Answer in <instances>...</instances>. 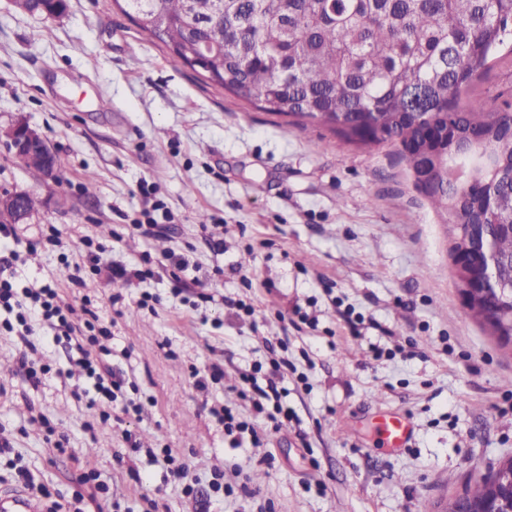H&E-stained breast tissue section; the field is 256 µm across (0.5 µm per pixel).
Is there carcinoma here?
I'll list each match as a JSON object with an SVG mask.
<instances>
[{
	"mask_svg": "<svg viewBox=\"0 0 512 512\" xmlns=\"http://www.w3.org/2000/svg\"><path fill=\"white\" fill-rule=\"evenodd\" d=\"M120 1L175 64L213 43L203 76L238 98L365 149L398 146L415 176L429 164L433 183L419 187L448 216L454 249L484 234L512 253V237L490 228L512 219V110L462 102L491 65H512V0ZM66 8L16 2L32 16ZM490 487L464 496L481 502Z\"/></svg>",
	"mask_w": 512,
	"mask_h": 512,
	"instance_id": "carcinoma-1",
	"label": "carcinoma"
}]
</instances>
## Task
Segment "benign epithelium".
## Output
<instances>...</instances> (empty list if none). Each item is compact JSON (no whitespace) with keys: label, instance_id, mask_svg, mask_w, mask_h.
<instances>
[{"label":"benign epithelium","instance_id":"1","mask_svg":"<svg viewBox=\"0 0 512 512\" xmlns=\"http://www.w3.org/2000/svg\"><path fill=\"white\" fill-rule=\"evenodd\" d=\"M0 136L8 143L13 155L22 163L39 158L43 176L54 175L57 159L46 140L24 121H18ZM35 202L25 192L0 198V223L24 224L32 215ZM455 269L462 277L461 291L465 307L477 298L489 303L488 315H500L499 307L508 306L507 331L502 340L512 343V255H502L485 242L482 246L455 253ZM492 495L478 508L463 507L458 512H512V462L497 469L492 482Z\"/></svg>","mask_w":512,"mask_h":512}]
</instances>
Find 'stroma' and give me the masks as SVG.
I'll return each instance as SVG.
<instances>
[{"label": "stroma", "mask_w": 512, "mask_h": 512, "mask_svg": "<svg viewBox=\"0 0 512 512\" xmlns=\"http://www.w3.org/2000/svg\"><path fill=\"white\" fill-rule=\"evenodd\" d=\"M67 4L46 18L0 0V126L26 122L58 159L38 180L0 142V196H38L16 228L15 285L90 299L112 331L102 365L135 385L142 410L95 422V391L71 394L82 377L67 342L40 322L26 343L0 335L12 446L0 491L22 489L24 469L60 503L86 496L85 512H444L512 458V346L464 307L450 226L399 148L360 149L247 104L174 65L114 0ZM473 91L491 109L512 103V68L492 67ZM146 209L158 236L131 230ZM214 218L219 248L204 226ZM50 224L60 245L41 242ZM87 235L112 264L153 276L72 285ZM23 355L52 373L30 382ZM275 356L296 367L293 416L234 441L214 412L248 415L240 374ZM385 411L411 417L405 448L379 438ZM88 471L107 490L91 492Z\"/></svg>", "instance_id": "1"}]
</instances>
